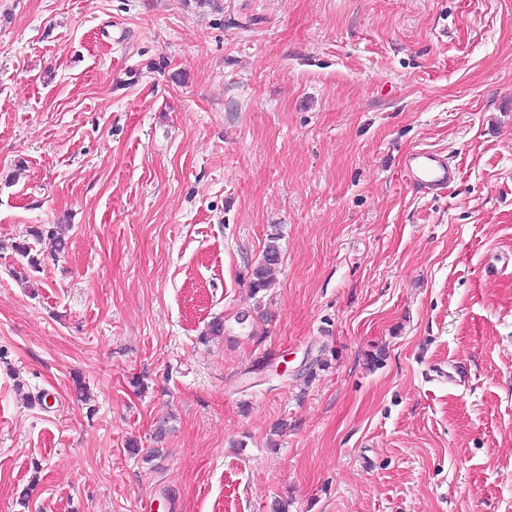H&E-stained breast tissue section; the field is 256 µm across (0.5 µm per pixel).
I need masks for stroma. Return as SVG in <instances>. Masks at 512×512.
I'll use <instances>...</instances> for the list:
<instances>
[{
  "mask_svg": "<svg viewBox=\"0 0 512 512\" xmlns=\"http://www.w3.org/2000/svg\"><path fill=\"white\" fill-rule=\"evenodd\" d=\"M275 500L512 512V0H0V512ZM403 168L410 184L426 192L445 190L457 179V169L447 155L429 148L408 153ZM279 239V233L269 235L261 259L252 269L250 280L252 293L258 294L271 288L274 281L273 273L281 263Z\"/></svg>",
  "mask_w": 512,
  "mask_h": 512,
  "instance_id": "stroma-1",
  "label": "stroma"
}]
</instances>
